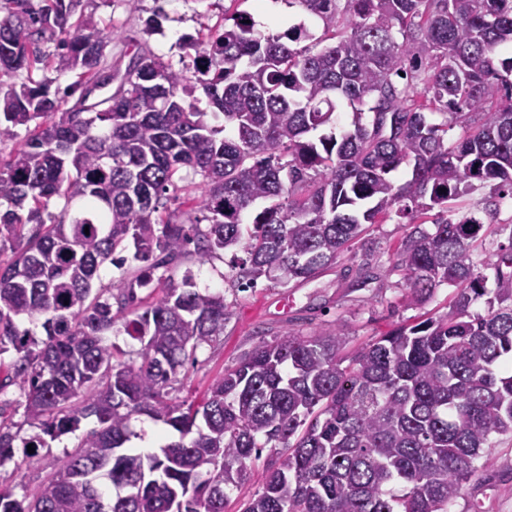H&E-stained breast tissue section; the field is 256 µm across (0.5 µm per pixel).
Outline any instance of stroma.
<instances>
[{"instance_id": "35a3bbf8", "label": "stroma", "mask_w": 512, "mask_h": 512, "mask_svg": "<svg viewBox=\"0 0 512 512\" xmlns=\"http://www.w3.org/2000/svg\"><path fill=\"white\" fill-rule=\"evenodd\" d=\"M153 6L154 0H140L135 7L127 0H81L80 12L119 32L105 50V61L114 70L124 71L140 48L179 61L181 38L207 33L237 12L251 14L263 31L305 18L284 0H163L168 19L162 28L148 33L143 21ZM405 232V225L393 220L374 225L370 242L356 244L314 279L287 284L262 279L246 290L231 285L232 253L203 262L187 257L172 271V279L178 282L188 276L198 289L223 291L233 317L219 340L197 349L194 363L184 371L180 397L200 399L247 352L291 328L309 334L337 326L347 334L351 348L357 349L400 322L448 312L452 289L438 288L428 303L414 306L401 275L392 272L390 256ZM96 426L95 419L84 420L76 433L48 441L35 460L18 453L0 463V484L13 487L19 496L35 493L53 475L64 451L73 449ZM488 454L489 465L479 468L464 485L448 512H512V436L493 439Z\"/></svg>"}]
</instances>
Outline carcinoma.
Here are the masks:
<instances>
[{
  "mask_svg": "<svg viewBox=\"0 0 512 512\" xmlns=\"http://www.w3.org/2000/svg\"><path fill=\"white\" fill-rule=\"evenodd\" d=\"M79 3L0 0V75L30 73L0 83V143L26 132L0 162V256L12 255L0 259V355L15 354L6 377L40 430L32 447L90 417L98 428L32 497L1 485L0 512H224L226 490L253 477L261 490L242 512H448L492 439L512 434V232L474 259L512 200V0H288L321 36L303 23L264 32L239 13L183 40L210 62L194 80L138 51L107 96L116 74L101 60L117 32L75 16ZM48 35L56 72L78 73L62 91L31 76L49 64ZM183 171L202 177L189 224L168 211ZM395 217L410 231L392 270L417 306L454 289L447 313L352 353L338 327L290 329L199 402L179 396L187 361L233 310L158 269L239 250V288L306 282ZM128 262L136 279L93 290L104 265ZM154 280L163 295L145 304L137 289ZM23 316L43 318L44 337ZM117 327L140 341L136 359H114ZM136 415L178 439L133 451ZM12 428L0 421V463Z\"/></svg>",
  "mask_w": 512,
  "mask_h": 512,
  "instance_id": "obj_1",
  "label": "carcinoma"
}]
</instances>
